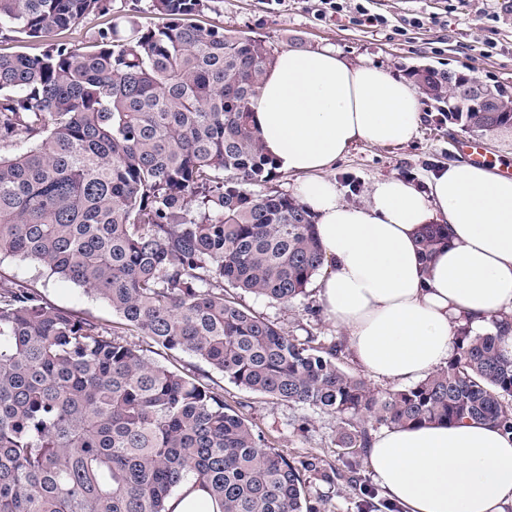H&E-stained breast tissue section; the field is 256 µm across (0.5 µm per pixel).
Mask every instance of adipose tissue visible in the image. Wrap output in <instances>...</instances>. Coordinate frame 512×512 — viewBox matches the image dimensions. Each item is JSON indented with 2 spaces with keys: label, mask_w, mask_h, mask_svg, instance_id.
<instances>
[{
  "label": "adipose tissue",
  "mask_w": 512,
  "mask_h": 512,
  "mask_svg": "<svg viewBox=\"0 0 512 512\" xmlns=\"http://www.w3.org/2000/svg\"><path fill=\"white\" fill-rule=\"evenodd\" d=\"M420 100L383 68L333 48L281 51L253 103L277 170L297 176L324 249L318 297L355 361L376 382L412 384L446 366L459 328L494 331L512 317V177L455 162L420 191L394 176L368 201H343L329 172L355 144L402 146L417 135ZM446 227L424 257L419 234ZM370 471L399 512H504L512 504V433L488 423L386 426Z\"/></svg>",
  "instance_id": "obj_1"
}]
</instances>
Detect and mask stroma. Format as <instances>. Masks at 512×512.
<instances>
[{"instance_id": "stroma-1", "label": "stroma", "mask_w": 512, "mask_h": 512, "mask_svg": "<svg viewBox=\"0 0 512 512\" xmlns=\"http://www.w3.org/2000/svg\"><path fill=\"white\" fill-rule=\"evenodd\" d=\"M371 11L385 15L389 24L370 29L361 26L354 14L340 17L322 15L321 0H217L214 10L200 19L204 26L251 31L272 37L292 49L332 46L355 65L373 63L396 77L408 78L413 69L430 66L466 75L481 83H497L512 91V14L502 12L499 0H370ZM499 12L498 20H488L490 12ZM426 18L423 28L396 30L405 19ZM162 15L148 6V0H112L107 14L90 17L77 28L65 32L66 40L88 43L97 28L117 24L158 25ZM496 44L485 52V41ZM423 121L416 138L409 144L384 147L359 143L337 161L329 174L342 197L350 203L367 200L372 184L383 177L397 175L416 187H424L439 167L462 160L459 141L471 133L450 122L444 107L423 101ZM10 280L27 282L51 306L78 314L114 321L109 306L86 295L72 282L48 275L36 264L11 258L0 261V284ZM251 310L278 322L290 334L341 340L342 332L325 312L310 313L305 303L284 307L269 300L243 295ZM149 355L163 364H177L201 380L223 383L227 401L243 405L276 448L291 457L318 453L335 460L336 419L316 414L288 402L262 399L224 383L221 374L196 357L184 354L171 359L166 351L151 347Z\"/></svg>"}]
</instances>
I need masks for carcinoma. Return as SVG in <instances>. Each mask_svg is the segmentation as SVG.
<instances>
[{
  "mask_svg": "<svg viewBox=\"0 0 512 512\" xmlns=\"http://www.w3.org/2000/svg\"><path fill=\"white\" fill-rule=\"evenodd\" d=\"M161 27L113 24L80 47L0 52V258L30 261L105 303L114 326L50 307L21 280L0 289V512H174L201 489L212 512H321L324 456L289 458L224 400V387L150 358L131 336L195 356L251 393L336 416L337 455L381 426L483 421L512 431L504 331L457 334L448 365L377 391L339 363L341 346L293 336L238 293L285 307L322 266L314 218L269 187L275 171L252 104L282 47L198 18L216 0H150ZM112 0H0V39L49 40ZM411 77L448 120L457 74ZM495 126L512 95L490 86ZM437 224L425 256L444 244Z\"/></svg>",
  "mask_w": 512,
  "mask_h": 512,
  "instance_id": "obj_1",
  "label": "carcinoma"
}]
</instances>
